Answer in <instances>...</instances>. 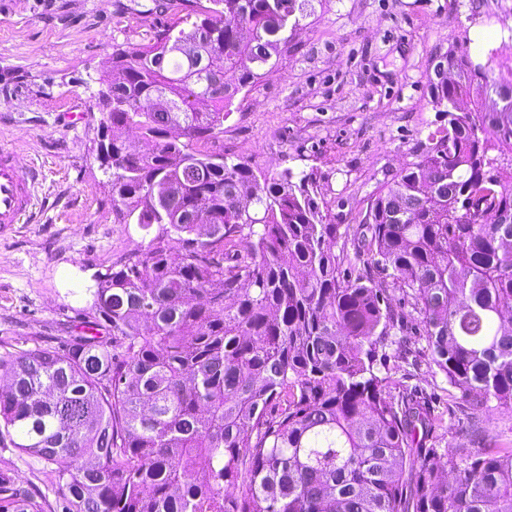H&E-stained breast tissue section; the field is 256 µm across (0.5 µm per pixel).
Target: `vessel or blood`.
Listing matches in <instances>:
<instances>
[{"mask_svg": "<svg viewBox=\"0 0 512 512\" xmlns=\"http://www.w3.org/2000/svg\"><path fill=\"white\" fill-rule=\"evenodd\" d=\"M40 176L35 165L21 162L12 148L0 145V229L29 220Z\"/></svg>", "mask_w": 512, "mask_h": 512, "instance_id": "vessel-or-blood-1", "label": "vessel or blood"}]
</instances>
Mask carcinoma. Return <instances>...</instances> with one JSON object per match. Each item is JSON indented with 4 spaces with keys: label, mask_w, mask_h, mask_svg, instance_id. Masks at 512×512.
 <instances>
[{
    "label": "carcinoma",
    "mask_w": 512,
    "mask_h": 512,
    "mask_svg": "<svg viewBox=\"0 0 512 512\" xmlns=\"http://www.w3.org/2000/svg\"><path fill=\"white\" fill-rule=\"evenodd\" d=\"M182 2L99 78L112 213L158 231L96 279L107 335L0 359V442L53 466L63 512H512V440L483 426L512 410V68L436 55L443 120L343 269L307 176L202 149L312 0ZM392 347L461 392L457 447H426ZM0 512L43 510L0 477Z\"/></svg>",
    "instance_id": "carcinoma-1"
}]
</instances>
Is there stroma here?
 <instances>
[{
	"label": "stroma",
	"instance_id": "35a3bbf8",
	"mask_svg": "<svg viewBox=\"0 0 512 512\" xmlns=\"http://www.w3.org/2000/svg\"><path fill=\"white\" fill-rule=\"evenodd\" d=\"M152 0H0V142L41 171L28 223L0 239V356L88 334L95 278L143 249L148 235L115 222L96 159L98 79L112 46L148 44L160 27ZM512 31V0H315L271 72L235 97L208 151L276 175L314 181L334 224L356 226L370 198L424 148L440 120L429 103L435 52L477 56ZM82 113L70 124L67 113ZM396 379L434 396L443 419L429 438L458 442L448 384L427 359L394 356ZM0 475L61 512L50 466L0 447Z\"/></svg>",
	"mask_w": 512,
	"mask_h": 512
}]
</instances>
